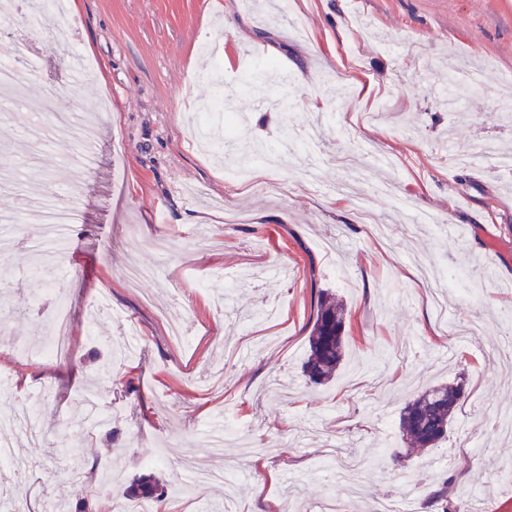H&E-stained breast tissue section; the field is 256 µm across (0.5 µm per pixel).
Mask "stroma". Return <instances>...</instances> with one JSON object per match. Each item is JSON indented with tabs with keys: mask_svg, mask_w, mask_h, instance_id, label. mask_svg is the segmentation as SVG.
<instances>
[{
	"mask_svg": "<svg viewBox=\"0 0 512 512\" xmlns=\"http://www.w3.org/2000/svg\"><path fill=\"white\" fill-rule=\"evenodd\" d=\"M205 37L222 39L223 62L202 81ZM30 43L40 66L18 72L28 102L56 87L88 125L22 163L24 111L0 110V166L20 163L24 194L57 192L78 215L59 266L69 359L22 353L47 338L56 310L33 272L37 224L8 257L0 415L33 405L37 437L14 442L22 479L0 463V500L74 512L80 488L94 512H111L113 495L151 472L176 512H224L222 486L184 480L180 462L200 458L238 473L237 512H319L326 459L362 454L365 494L336 512H368L412 480L417 512H442L431 494L443 475L458 506L512 512V485L499 481L512 433L480 415L512 409V354L496 350L512 328L501 317L512 309V170L458 166L441 150L481 138L512 151V120L493 115L512 92V0H68L67 19L46 16ZM76 56L94 64L77 82ZM467 72L480 89L448 101L449 77ZM219 84L241 117L236 151L277 154L271 171L249 158L248 186L188 134ZM283 98L291 108L277 107ZM87 138L88 177L72 162ZM277 259L288 278L266 277ZM132 265L155 267L156 280L129 287ZM453 267L465 277L448 325L480 317L476 342L436 321ZM322 289L349 312L346 351L335 378L313 385L302 365ZM101 291L112 311L91 327ZM457 381L465 400L447 439L396 456L406 400ZM226 419L246 440L211 452L200 430ZM484 444L499 448L495 462Z\"/></svg>",
	"mask_w": 512,
	"mask_h": 512,
	"instance_id": "stroma-1",
	"label": "stroma"
}]
</instances>
